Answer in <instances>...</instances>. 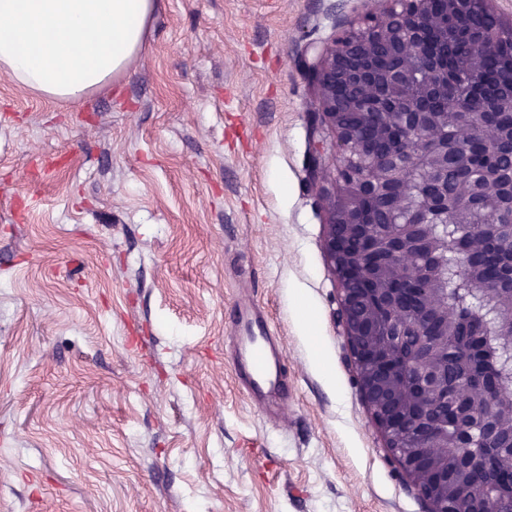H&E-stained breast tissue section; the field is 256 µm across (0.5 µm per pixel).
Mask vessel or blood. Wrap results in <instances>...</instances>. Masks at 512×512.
<instances>
[{
    "instance_id": "1",
    "label": "vessel or blood",
    "mask_w": 512,
    "mask_h": 512,
    "mask_svg": "<svg viewBox=\"0 0 512 512\" xmlns=\"http://www.w3.org/2000/svg\"><path fill=\"white\" fill-rule=\"evenodd\" d=\"M235 323L236 363L246 377L248 395L259 398L284 392L278 373L281 351L267 320L252 305L243 304L235 311Z\"/></svg>"
}]
</instances>
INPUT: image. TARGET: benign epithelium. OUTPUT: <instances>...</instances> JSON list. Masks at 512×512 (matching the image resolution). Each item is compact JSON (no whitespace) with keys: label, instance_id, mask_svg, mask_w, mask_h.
Here are the masks:
<instances>
[{"label":"benign epithelium","instance_id":"obj_1","mask_svg":"<svg viewBox=\"0 0 512 512\" xmlns=\"http://www.w3.org/2000/svg\"><path fill=\"white\" fill-rule=\"evenodd\" d=\"M447 13L434 14L430 0H390L382 16L333 46L316 49L309 67L319 97L318 122L333 128L335 141L327 153L323 140L312 144V174L321 179L328 161L352 175L355 201L339 204L336 182L323 188L329 213L326 248L340 285V314L356 370L359 391L428 512H460L448 504V434L440 432L421 412L422 445L403 451L392 443L395 433L413 420L416 409L432 399L448 401V383L437 350L448 351V322L453 310L443 295L455 287V271L465 250H448V240L464 235L467 215L458 224L444 223L448 211V109L436 99L448 93V68L439 53L420 55L429 32L448 35V27L465 0H446ZM477 52L455 80L472 84L481 71V57L492 49L479 28H472ZM387 50L390 64L379 56ZM358 91L350 99L336 97V75ZM356 112L362 124L386 133L402 125L411 140L393 143L376 155L367 152L358 128L347 122ZM485 140L512 147V130L503 131L487 118L481 125ZM461 191L485 207H512V181L504 185L488 179ZM377 197L383 210L403 213L416 231V245L428 253V263H413L403 235L380 224H364L359 203ZM472 316L499 339L497 368L512 383V336L502 325L512 323V300L496 291L481 290L471 305Z\"/></svg>","mask_w":512,"mask_h":512}]
</instances>
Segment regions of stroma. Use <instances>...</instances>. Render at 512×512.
<instances>
[{"label":"stroma","instance_id":"stroma-1","mask_svg":"<svg viewBox=\"0 0 512 512\" xmlns=\"http://www.w3.org/2000/svg\"><path fill=\"white\" fill-rule=\"evenodd\" d=\"M383 0H158L79 102L0 73V512H426L356 384L310 173L318 46ZM258 307L288 400L238 376Z\"/></svg>","mask_w":512,"mask_h":512}]
</instances>
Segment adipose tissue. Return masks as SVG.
I'll return each instance as SVG.
<instances>
[{
	"mask_svg": "<svg viewBox=\"0 0 512 512\" xmlns=\"http://www.w3.org/2000/svg\"><path fill=\"white\" fill-rule=\"evenodd\" d=\"M156 0H0V72L51 101L111 85L141 51Z\"/></svg>",
	"mask_w": 512,
	"mask_h": 512,
	"instance_id": "adipose-tissue-1",
	"label": "adipose tissue"
}]
</instances>
